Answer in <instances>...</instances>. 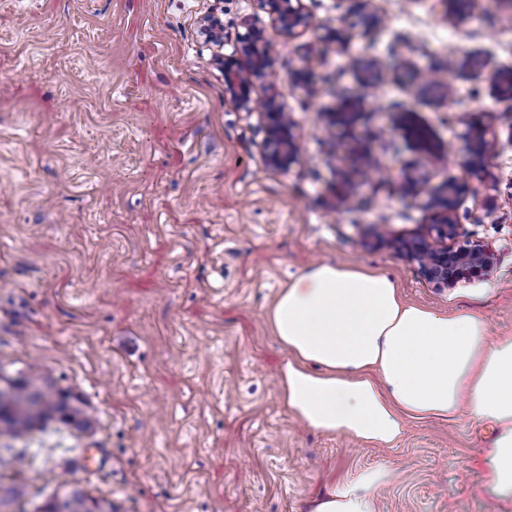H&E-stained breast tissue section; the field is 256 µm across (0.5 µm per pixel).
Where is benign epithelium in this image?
<instances>
[{"instance_id": "7a95c632", "label": "benign epithelium", "mask_w": 512, "mask_h": 512, "mask_svg": "<svg viewBox=\"0 0 512 512\" xmlns=\"http://www.w3.org/2000/svg\"><path fill=\"white\" fill-rule=\"evenodd\" d=\"M260 5L272 17L276 29L282 34L293 35L297 28L309 24L308 16L300 5L292 0H259ZM202 32L207 42L217 49L214 62L224 72V93L235 100L245 112L253 110L250 97L252 76L268 66V54L260 48L268 44L265 30L251 26L240 40V50L249 61L242 67L224 57L220 49L224 45V25L221 19L209 14L201 19ZM475 81L496 88L505 96H512V72L501 67L480 65L473 69ZM359 103L355 100L340 101L333 113L331 128L348 125L347 116L355 115ZM269 116L267 154L268 163L274 168H285L296 160L297 148L292 134V123L288 113L279 109L270 99L262 104ZM398 122L404 127L406 135L425 154H432L434 147L427 132L412 123L403 114ZM486 128L481 125L472 127L467 137V150L471 157L481 154L485 145ZM467 187L458 182H450L439 189L432 197L433 207L440 210L439 219L432 224L435 234L408 240L402 244L408 256L415 261L430 282L438 287L451 288L463 279L485 276L492 269V258L488 248L473 240H457V224L454 213L459 197Z\"/></svg>"}]
</instances>
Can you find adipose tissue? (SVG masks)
<instances>
[{
    "label": "adipose tissue",
    "mask_w": 512,
    "mask_h": 512,
    "mask_svg": "<svg viewBox=\"0 0 512 512\" xmlns=\"http://www.w3.org/2000/svg\"><path fill=\"white\" fill-rule=\"evenodd\" d=\"M287 351L279 385L305 426L394 446L406 419L492 422L491 481L512 492V336L487 341L481 313L405 303L385 273L335 263L309 266L268 311ZM391 470H360L315 512H374Z\"/></svg>",
    "instance_id": "adipose-tissue-1"
}]
</instances>
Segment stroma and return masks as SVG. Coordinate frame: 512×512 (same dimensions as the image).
I'll return each instance as SVG.
<instances>
[{
	"instance_id": "35a3bbf8",
	"label": "stroma",
	"mask_w": 512,
	"mask_h": 512,
	"mask_svg": "<svg viewBox=\"0 0 512 512\" xmlns=\"http://www.w3.org/2000/svg\"><path fill=\"white\" fill-rule=\"evenodd\" d=\"M302 4L310 24L288 37L258 0H0V365L39 366L91 419L33 433L16 476L25 512L73 486L112 512H313L376 464L394 477L374 512H512L491 488L490 423L411 420L390 448L300 423L266 317L330 262L387 273L411 304L477 306L488 340L512 336V97L448 68L466 54L512 68V0H472L460 23L442 0H372L369 29L344 0ZM210 12L225 56L249 23L269 34L251 97L291 116L290 167L268 163L264 111L225 95L200 28ZM342 26L345 44L310 55ZM372 61L389 78H369ZM345 98L361 116L330 136ZM402 112L435 154L407 141ZM473 123L488 132L471 160ZM410 165L421 184L404 197ZM449 181L468 187L459 235L493 268L440 288L399 243L429 234Z\"/></svg>"
}]
</instances>
